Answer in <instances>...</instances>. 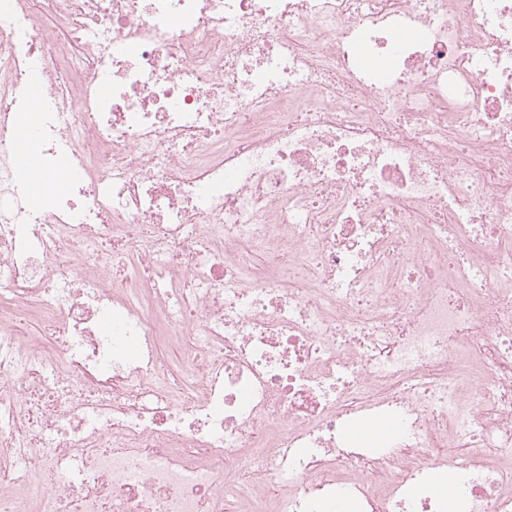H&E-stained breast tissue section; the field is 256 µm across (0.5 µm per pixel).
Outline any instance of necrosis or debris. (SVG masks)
I'll list each match as a JSON object with an SVG mask.
<instances>
[{
	"mask_svg": "<svg viewBox=\"0 0 512 512\" xmlns=\"http://www.w3.org/2000/svg\"><path fill=\"white\" fill-rule=\"evenodd\" d=\"M449 465L512 512V0H0V512H447Z\"/></svg>",
	"mask_w": 512,
	"mask_h": 512,
	"instance_id": "1",
	"label": "necrosis or debris"
}]
</instances>
